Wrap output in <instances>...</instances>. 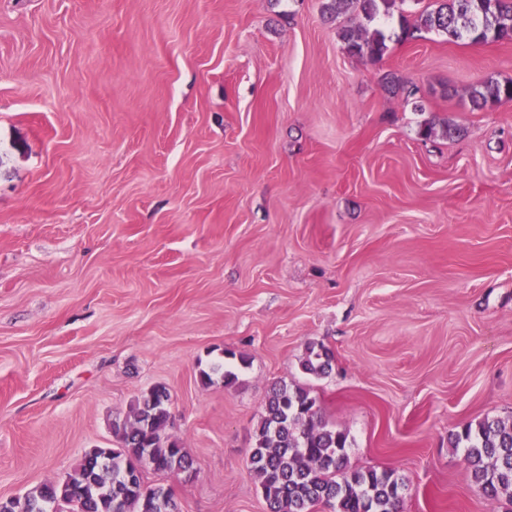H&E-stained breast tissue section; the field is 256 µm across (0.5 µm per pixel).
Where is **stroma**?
I'll return each instance as SVG.
<instances>
[{
    "instance_id": "35a3bbf8",
    "label": "stroma",
    "mask_w": 512,
    "mask_h": 512,
    "mask_svg": "<svg viewBox=\"0 0 512 512\" xmlns=\"http://www.w3.org/2000/svg\"><path fill=\"white\" fill-rule=\"evenodd\" d=\"M325 2L0 0V499L162 385L196 474L146 481L268 512L247 460L283 381L405 478L402 512H492L448 437L512 420V102L468 98L512 42L397 39L431 2L400 0L373 63ZM220 361L237 382L202 385ZM331 353L323 346L309 347L305 359L301 363L303 371L312 375H323L330 367Z\"/></svg>"
}]
</instances>
